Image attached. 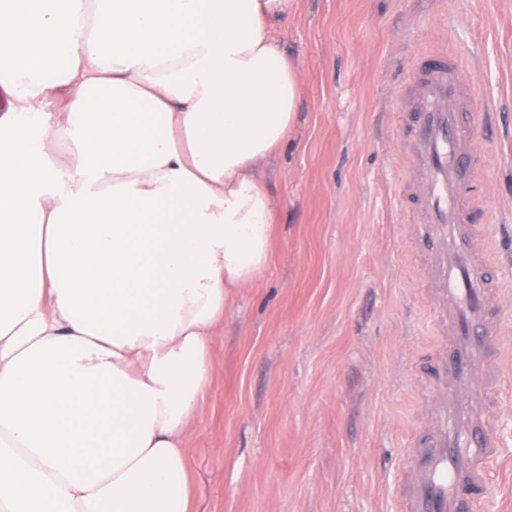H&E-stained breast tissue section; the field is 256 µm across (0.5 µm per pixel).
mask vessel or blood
I'll return each mask as SVG.
<instances>
[{
	"label": "vessel or blood",
	"instance_id": "1",
	"mask_svg": "<svg viewBox=\"0 0 512 512\" xmlns=\"http://www.w3.org/2000/svg\"><path fill=\"white\" fill-rule=\"evenodd\" d=\"M410 97L408 191L423 211L412 235L429 246L427 295L441 341L431 353L426 429L404 457L401 512H474L498 453L492 411L505 357L499 288L488 275L470 185L483 163L472 138L475 90L454 64L437 58L420 67Z\"/></svg>",
	"mask_w": 512,
	"mask_h": 512
}]
</instances>
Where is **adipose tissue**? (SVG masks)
Listing matches in <instances>:
<instances>
[{
	"mask_svg": "<svg viewBox=\"0 0 512 512\" xmlns=\"http://www.w3.org/2000/svg\"><path fill=\"white\" fill-rule=\"evenodd\" d=\"M297 2L0 0V512H190L213 336L270 261Z\"/></svg>",
	"mask_w": 512,
	"mask_h": 512,
	"instance_id": "obj_1",
	"label": "adipose tissue"
}]
</instances>
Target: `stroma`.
<instances>
[{
    "instance_id": "1",
    "label": "stroma",
    "mask_w": 512,
    "mask_h": 512,
    "mask_svg": "<svg viewBox=\"0 0 512 512\" xmlns=\"http://www.w3.org/2000/svg\"><path fill=\"white\" fill-rule=\"evenodd\" d=\"M280 35L302 90L262 162L272 256L224 313L186 442L195 512H400L434 347L419 216L403 204L402 99L418 61L457 59L478 98L475 180L508 347L491 503L512 512V0H299Z\"/></svg>"
}]
</instances>
